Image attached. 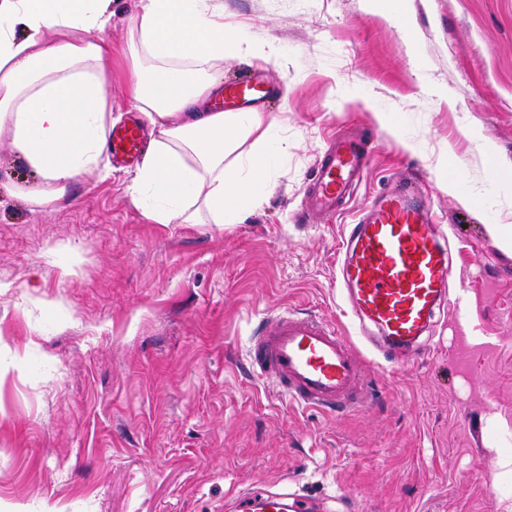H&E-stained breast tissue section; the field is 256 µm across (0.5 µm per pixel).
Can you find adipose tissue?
I'll return each instance as SVG.
<instances>
[{"instance_id":"1","label":"adipose tissue","mask_w":512,"mask_h":512,"mask_svg":"<svg viewBox=\"0 0 512 512\" xmlns=\"http://www.w3.org/2000/svg\"><path fill=\"white\" fill-rule=\"evenodd\" d=\"M113 0H0V140L34 173L17 193L48 208L100 170L112 123ZM213 0H138L123 51L128 96L155 132L133 180L157 224H220L261 201L272 127L258 112H224L219 69L243 53ZM241 164H227L241 145Z\"/></svg>"}]
</instances>
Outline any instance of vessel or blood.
I'll list each match as a JSON object with an SVG mask.
<instances>
[{
    "label": "vessel or blood",
    "mask_w": 512,
    "mask_h": 512,
    "mask_svg": "<svg viewBox=\"0 0 512 512\" xmlns=\"http://www.w3.org/2000/svg\"><path fill=\"white\" fill-rule=\"evenodd\" d=\"M266 90L258 77L225 85L223 108L258 103ZM139 121L113 128L114 157L132 163L144 148ZM366 161L359 140L339 137L318 162L308 215L335 219L347 208ZM420 187L406 181L381 194L348 227L339 249V286L359 331L377 350L414 354L446 304L450 276L447 245L426 206L412 204ZM260 376L280 384L294 404L329 412L364 405L369 386L359 353L335 324L316 317L279 316L254 344ZM236 512H305L300 495L256 493L241 497Z\"/></svg>",
    "instance_id": "vessel-or-blood-1"
}]
</instances>
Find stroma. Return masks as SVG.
Masks as SVG:
<instances>
[{
  "mask_svg": "<svg viewBox=\"0 0 512 512\" xmlns=\"http://www.w3.org/2000/svg\"><path fill=\"white\" fill-rule=\"evenodd\" d=\"M265 62L281 150L234 224H156L109 163L40 209L0 141V512H227L245 492L311 512H512V0H223ZM367 170L349 213L299 222L333 136ZM422 187L448 236L451 303L404 364L363 348L372 396L329 416L249 366L262 321L346 324L344 225L388 184Z\"/></svg>",
  "mask_w": 512,
  "mask_h": 512,
  "instance_id": "1",
  "label": "stroma"
}]
</instances>
